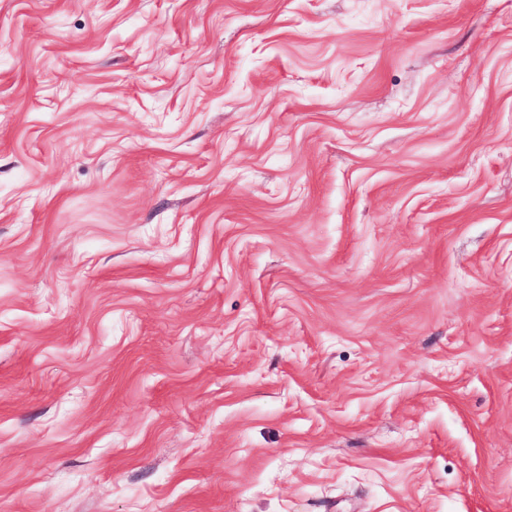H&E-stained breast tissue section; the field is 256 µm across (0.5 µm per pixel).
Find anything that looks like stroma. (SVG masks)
Listing matches in <instances>:
<instances>
[{
    "label": "stroma",
    "mask_w": 512,
    "mask_h": 512,
    "mask_svg": "<svg viewBox=\"0 0 512 512\" xmlns=\"http://www.w3.org/2000/svg\"><path fill=\"white\" fill-rule=\"evenodd\" d=\"M0 512H512V0H0Z\"/></svg>",
    "instance_id": "stroma-1"
}]
</instances>
